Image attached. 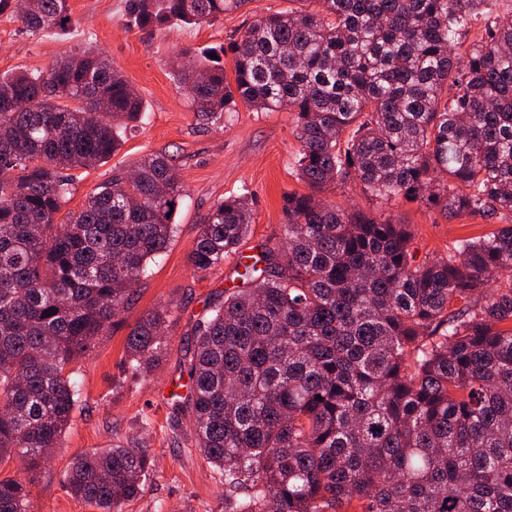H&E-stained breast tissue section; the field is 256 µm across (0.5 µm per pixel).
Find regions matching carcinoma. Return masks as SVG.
Masks as SVG:
<instances>
[{
    "label": "carcinoma",
    "instance_id": "obj_1",
    "mask_svg": "<svg viewBox=\"0 0 512 512\" xmlns=\"http://www.w3.org/2000/svg\"><path fill=\"white\" fill-rule=\"evenodd\" d=\"M0 0L31 35L63 29L68 0ZM246 0H127L143 29L200 25ZM254 20L221 58L178 69L202 122L243 102L294 113L299 176L358 181L450 216L512 214V23L496 0H309ZM485 35L470 44V21ZM99 98L108 112H93ZM143 103L88 47L0 78V463L36 467L79 401L72 365L106 335L176 226L173 157L152 153L55 218L121 150ZM280 241L237 272L184 355L196 447L224 472V512H512V224L416 259L387 215L290 194ZM253 223L247 197L207 216L189 261L205 275ZM171 311L132 329L133 374L168 347ZM151 469L140 448L74 458L72 494L122 512ZM0 512H30L0 479Z\"/></svg>",
    "mask_w": 512,
    "mask_h": 512
}]
</instances>
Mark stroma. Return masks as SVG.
Here are the masks:
<instances>
[{
	"label": "stroma",
	"mask_w": 512,
	"mask_h": 512,
	"mask_svg": "<svg viewBox=\"0 0 512 512\" xmlns=\"http://www.w3.org/2000/svg\"><path fill=\"white\" fill-rule=\"evenodd\" d=\"M68 5L71 22L65 29L37 35L24 33L10 12L0 13V76L46 69L91 45L139 92L143 114L108 163L81 171L57 222L79 211L113 169L131 168L153 152L174 156L183 195L174 217L177 232L167 251L151 265L106 335L76 365L81 401L59 447L35 471L17 458L0 464V478L26 483L33 512H94L67 488L71 461L85 453L132 446L146 450L153 466L143 493L127 502L124 512H224V474L197 450L189 425L177 424L170 395L183 383L180 362L192 328L231 285L238 256L255 254L259 245L277 240L285 194L307 195L311 189L297 174L300 143L291 112H257L241 103L220 121L201 123L178 88L174 71L186 55L200 57L228 44L253 20L287 10L292 3L247 0L212 22L174 25L160 33L138 28L126 11V0H68ZM242 194L254 212L248 237L220 269L195 273L189 255L204 218L224 198ZM320 197L350 213L379 212L407 224L411 247L420 259L445 256L458 240L503 226L499 220L451 218L402 197L384 204L353 182L328 188ZM164 306L175 311L168 351L151 372L132 376L126 339L148 311Z\"/></svg>",
	"instance_id": "stroma-1"
}]
</instances>
